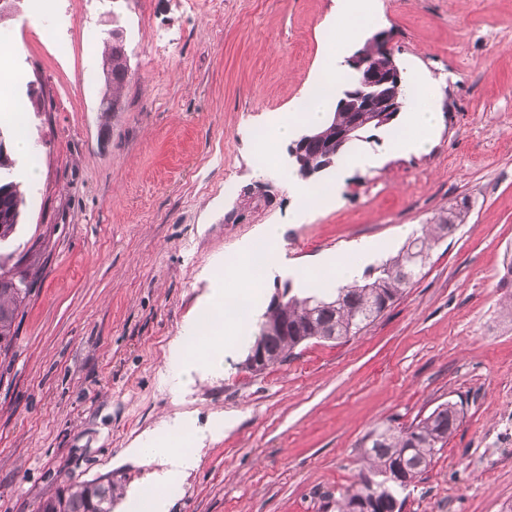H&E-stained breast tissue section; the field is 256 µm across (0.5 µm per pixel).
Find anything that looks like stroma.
Listing matches in <instances>:
<instances>
[{"label": "stroma", "mask_w": 512, "mask_h": 512, "mask_svg": "<svg viewBox=\"0 0 512 512\" xmlns=\"http://www.w3.org/2000/svg\"><path fill=\"white\" fill-rule=\"evenodd\" d=\"M376 5L400 68L440 84L441 129L408 155L389 148L397 124L365 132L372 166L320 172L343 192L310 218L283 177L291 156L260 168L255 133L320 78L336 0H17L0 14L10 98L28 109L24 125H0L7 145L28 143L15 156L26 207L0 264L39 268L0 356V512H38L57 488L107 478L120 506L146 470L124 449L177 414L235 422L171 490L170 512H336L365 436L446 401L462 420L403 512H512V465L489 477L469 464L512 398V0ZM59 20L62 39L45 40ZM116 25L132 78L105 117L98 73ZM462 200L466 224L358 336L307 341L259 375L243 347L182 401L162 388L167 347L199 317L213 269L261 225H282L279 251L298 266L366 240L391 256Z\"/></svg>", "instance_id": "stroma-1"}]
</instances>
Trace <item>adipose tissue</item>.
Returning a JSON list of instances; mask_svg holds the SVG:
<instances>
[{
	"instance_id": "adipose-tissue-1",
	"label": "adipose tissue",
	"mask_w": 512,
	"mask_h": 512,
	"mask_svg": "<svg viewBox=\"0 0 512 512\" xmlns=\"http://www.w3.org/2000/svg\"><path fill=\"white\" fill-rule=\"evenodd\" d=\"M371 13L368 0H336V15L342 25L336 31L340 45H347L367 28ZM348 74L339 57H332L323 84L315 86L301 100L295 111L274 120L265 143L257 153L258 165L267 164L280 146L296 134L299 126H322L328 100L334 96ZM441 94L438 84L421 69H411L408 76V97L405 115L399 131L390 142L398 153H417L426 150L441 125ZM224 431L223 421L199 426L188 415L163 419L154 429L140 435L131 448V456L139 458L148 470L127 495L121 512H169L172 487L182 485L199 467V451L206 443L218 441ZM187 433L191 448L174 445L175 435Z\"/></svg>"
}]
</instances>
